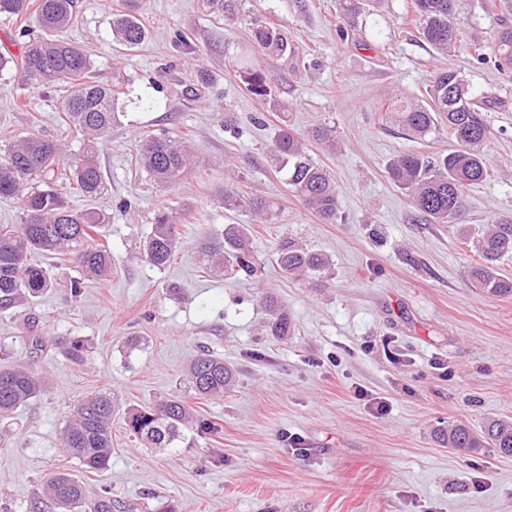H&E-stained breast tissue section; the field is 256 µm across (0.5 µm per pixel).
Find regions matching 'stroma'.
Returning a JSON list of instances; mask_svg holds the SVG:
<instances>
[{"label": "stroma", "mask_w": 512, "mask_h": 512, "mask_svg": "<svg viewBox=\"0 0 512 512\" xmlns=\"http://www.w3.org/2000/svg\"><path fill=\"white\" fill-rule=\"evenodd\" d=\"M235 3L227 17L208 0H139L147 37L127 49L112 20L129 0H76L60 34L90 54L95 79L121 91L99 141L101 196L91 204L57 182L73 207L103 215L112 271L74 298L63 287L78 276L74 264L36 256L58 288L0 309V365L26 364L49 380L0 420V512H56L44 486L60 472L82 481L87 499L110 493L112 512H512V458L459 454L438 440L455 419L478 428L512 417V296L473 288L475 256L454 226L427 223L386 172L399 153L453 145L442 125L410 137L387 117L388 100L426 99L436 70L460 69L473 91L492 88L501 100L488 115L493 176L467 190L466 220L512 215V75L438 55L411 0H367L361 26L341 18L337 0ZM255 20L286 28L285 55L258 56ZM253 57L270 100L250 96L237 72ZM65 90L1 71L0 146L36 135L57 140L64 158L79 155L81 133L60 119ZM320 122L338 141L336 153L311 151L336 180L332 224L303 206L270 153L281 130L303 136ZM163 133L183 137L193 157L170 186L136 160L141 137ZM230 190L273 202L272 221L225 208ZM162 212L179 218L181 245L159 269L144 241ZM228 224L249 226L257 276L227 279L203 261ZM286 237L323 254L328 272L284 278L273 255ZM268 295L287 312L290 336L267 334ZM34 336L42 347L32 348ZM72 337L85 343L82 362L65 353ZM203 349L236 369L223 397L189 387L187 366ZM105 391L116 400L112 461L89 474L62 436L77 400ZM173 394L194 427L165 448L129 435L132 409Z\"/></svg>", "instance_id": "35a3bbf8"}]
</instances>
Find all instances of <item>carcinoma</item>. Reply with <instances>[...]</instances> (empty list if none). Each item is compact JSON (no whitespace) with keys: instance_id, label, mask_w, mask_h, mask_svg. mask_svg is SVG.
Segmentation results:
<instances>
[{"instance_id":"obj_1","label":"carcinoma","mask_w":512,"mask_h":512,"mask_svg":"<svg viewBox=\"0 0 512 512\" xmlns=\"http://www.w3.org/2000/svg\"><path fill=\"white\" fill-rule=\"evenodd\" d=\"M343 18L355 22L361 15L360 0H338ZM462 0H412L415 22L422 37L442 56L466 54L481 65L512 68V0H483L485 8L497 12L502 24L491 38L458 30L453 19ZM75 0H0V17L25 16L35 12L41 38L26 42L18 68L22 79L37 89L52 82H66L69 89L61 102L62 120L85 136L82 154L60 170L61 148L52 140L37 136L22 138L10 145L0 159V197H13L22 204L19 224H0V307L38 298L56 281L50 269L31 262L35 253L67 255L89 277H104L112 268L108 246L98 238L102 224L93 209L78 210L55 188L64 177L76 185L86 199L93 200L102 190V175L96 153L98 138L116 120L119 92L102 81L88 79L92 60L87 51L50 37L74 20ZM116 39L128 48L139 46L146 30L135 16V6L113 21ZM252 36L262 55H283L288 39L283 29L255 22ZM246 90L256 98L272 97L270 79L259 63L241 66ZM498 98L494 92L475 93L470 82L456 69L441 68L431 79L427 100L406 97L389 106L388 117L408 135L422 139L443 123L455 147L432 155L403 152L387 167L390 180L406 191L411 204L422 217L435 224H454L458 235L477 257L470 268L472 282L492 296L512 295V278L499 272L498 262L512 258V217L499 218L475 233L462 223L466 189L491 178L484 146L491 130L485 113L493 111ZM311 140L325 151L336 152V130L328 125L313 128ZM274 154L288 164V184L302 204L323 221L334 223L338 212V190L328 171L309 155L308 140L281 133L274 143ZM138 163L156 182L171 185L189 170V155L183 142L153 136L139 144ZM224 206H246L267 215L270 204L263 200L244 201L233 194L224 197ZM179 247L177 224L162 212L145 241L148 262L166 266ZM207 257L224 278L252 276L256 266L249 247L248 232L241 224H228L220 246L208 248ZM274 261L283 274L298 280L326 267L325 259L292 240L283 242ZM270 336H286L291 330L288 315L271 296L265 297ZM187 377L195 394L222 397L233 384L235 372L224 359L202 352L189 364ZM45 378L22 366L0 367V418H6L37 397L45 388ZM114 400L107 393L88 396L78 402L66 425L62 443L68 455L88 472L106 470L112 459V413ZM192 424L189 406L179 396L144 406L131 414L129 431L152 448H165L182 436ZM440 440L458 452L492 448L503 457H512V420L489 419L480 429L455 420L440 430ZM48 495L58 512H112V498L105 494L86 503L84 486L69 474H58L48 483Z\"/></svg>"}]
</instances>
